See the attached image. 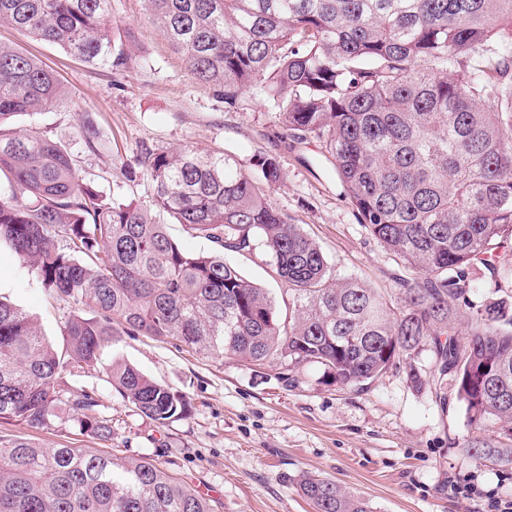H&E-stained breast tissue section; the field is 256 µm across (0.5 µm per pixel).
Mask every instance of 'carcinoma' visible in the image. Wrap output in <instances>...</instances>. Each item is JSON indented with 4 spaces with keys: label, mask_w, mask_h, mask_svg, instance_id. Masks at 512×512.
Instances as JSON below:
<instances>
[{
    "label": "carcinoma",
    "mask_w": 512,
    "mask_h": 512,
    "mask_svg": "<svg viewBox=\"0 0 512 512\" xmlns=\"http://www.w3.org/2000/svg\"><path fill=\"white\" fill-rule=\"evenodd\" d=\"M193 78L234 107L260 83L283 128L317 138L358 223L403 274L400 305L351 278H336L314 241L272 203L277 157L245 173L229 154L140 143L128 182L143 174L148 204L106 198L78 176L73 153L16 116L51 108L57 76L36 57L0 45V243L44 288L93 317L65 324L58 352L34 318L0 299V418L42 428L54 417L64 372L100 360L116 339L146 334L197 353L229 354L285 372L324 368L364 390L392 368L433 386L446 404L453 382L468 422L494 421L512 437V299L474 304L473 273L512 249V0H144ZM111 0H0V26L117 70ZM85 149L101 148L83 119ZM169 214L206 244L187 250L155 221ZM264 248L283 288L280 315L268 289L233 259ZM465 339H460V336ZM430 354V379L415 358ZM112 387L164 426L190 415L189 398L118 362ZM97 401H73L80 430L99 440L112 420ZM512 465V448L467 449ZM313 512H373L336 482L297 480ZM0 512H213L209 500L151 461L16 440L0 448Z\"/></svg>",
    "instance_id": "obj_1"
}]
</instances>
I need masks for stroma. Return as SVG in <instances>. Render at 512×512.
<instances>
[{"label": "stroma", "mask_w": 512, "mask_h": 512, "mask_svg": "<svg viewBox=\"0 0 512 512\" xmlns=\"http://www.w3.org/2000/svg\"><path fill=\"white\" fill-rule=\"evenodd\" d=\"M112 35L129 38L125 67L92 66L61 47L0 26V43L39 56L63 84V95L37 120L67 145L82 177L105 195L148 201L147 178L124 181L121 166L138 144L231 154L244 171L260 152L277 154L282 180L271 199L314 239L334 275L352 276L395 294L398 266L361 224L343 194L319 140L286 138L278 113L260 87L226 108L193 79L183 55L150 21L143 0H112ZM93 122L104 147L86 151L78 118ZM0 299L33 315L42 333L64 347L70 304L52 297L7 246H0ZM136 367L185 393L190 415L160 426L111 386L113 361ZM285 382L277 368L231 355L202 357L148 336H120L100 360L64 373L50 424L30 428L0 419V446L24 439L42 448L68 446L129 459H150L209 499L214 512H313L296 479L327 477L364 497L374 512H485L512 500V466L479 461L469 443L512 445L494 423L469 425L456 398L440 403L429 386L414 387L405 370H390L355 391L327 381L322 367L301 366ZM91 394L112 421V436L82 434L71 408ZM477 496L451 492L449 478Z\"/></svg>", "instance_id": "obj_1"}]
</instances>
